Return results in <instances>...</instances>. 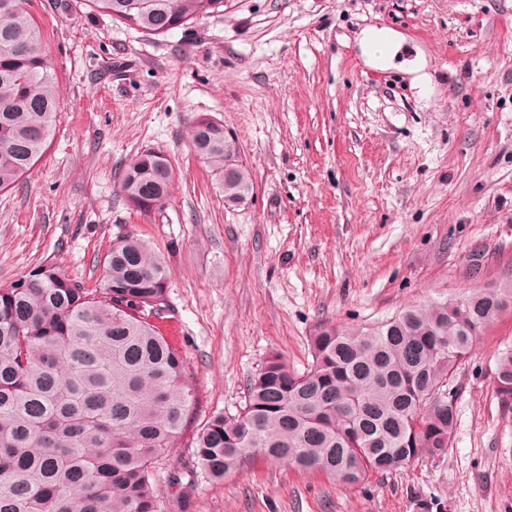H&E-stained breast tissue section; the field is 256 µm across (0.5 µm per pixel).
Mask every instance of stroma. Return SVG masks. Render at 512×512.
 <instances>
[{"label":"stroma","instance_id":"1","mask_svg":"<svg viewBox=\"0 0 512 512\" xmlns=\"http://www.w3.org/2000/svg\"><path fill=\"white\" fill-rule=\"evenodd\" d=\"M61 1L30 2L58 111L45 155L0 192V286L54 263L92 288L119 230L156 245L170 269L162 327L197 400L158 457L164 500L168 468L194 461L192 432L242 410L269 354L302 371L318 325H375L512 278V0H224L164 37ZM369 26L403 37L386 69L362 55ZM203 114L252 172L241 205L193 149ZM145 148L173 168L151 215L120 189ZM511 340L512 309L458 368L445 456L360 486L259 462L198 484L193 512H512V411L495 392Z\"/></svg>","mask_w":512,"mask_h":512}]
</instances>
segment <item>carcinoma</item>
Returning <instances> with one entry per match:
<instances>
[{"label":"carcinoma","mask_w":512,"mask_h":512,"mask_svg":"<svg viewBox=\"0 0 512 512\" xmlns=\"http://www.w3.org/2000/svg\"><path fill=\"white\" fill-rule=\"evenodd\" d=\"M28 4L0 0V191L20 183L53 132L56 77ZM86 5L165 36L224 0ZM191 139L224 202H245L253 179L235 136L202 115ZM172 178L169 159L146 148L125 168L121 191L131 209L159 212ZM169 278L151 243L125 231L112 239L94 288L52 264L0 287V512H161L157 458L196 405L183 354L157 325ZM511 307L510 279L369 327L318 326L307 370L269 355L242 411L210 415L192 442L196 468L173 467L168 484L222 482L261 456L359 485L445 455L456 426L449 384L477 337ZM495 365V391L510 411L512 343Z\"/></svg>","instance_id":"carcinoma-1"}]
</instances>
